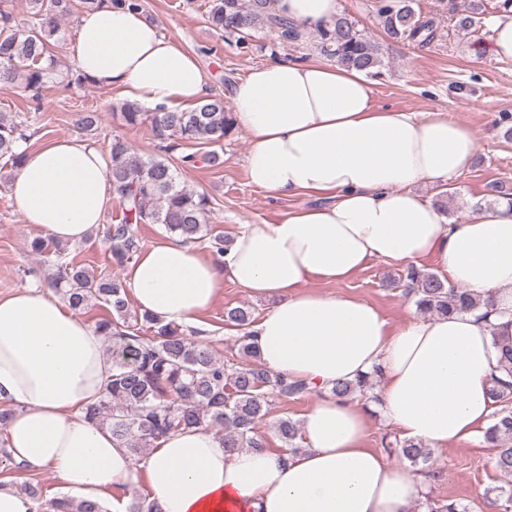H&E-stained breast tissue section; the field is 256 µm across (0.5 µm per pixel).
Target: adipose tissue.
<instances>
[{
  "mask_svg": "<svg viewBox=\"0 0 512 512\" xmlns=\"http://www.w3.org/2000/svg\"><path fill=\"white\" fill-rule=\"evenodd\" d=\"M274 10L310 31L339 7L275 0ZM74 59L153 109L192 107L211 94L196 55L125 6L79 15ZM233 99L250 140L251 184L277 196L319 194L324 204L276 224L240 225L216 257L177 237L145 245L127 283L139 310L176 325H198L228 281L269 301L253 326L263 364L322 393L302 417V451L228 452L213 432L192 428L133 457L84 414L112 372L102 336L50 289L26 287L0 297V401L18 407L6 427L11 456L51 469L82 500L145 488L161 512H406L424 478L370 448L371 417L433 449L469 443L488 427L492 337L512 338V204L453 221L417 193L467 173L476 134L441 111L378 108L361 72L276 59L241 77ZM109 164L90 141L56 139L28 151L10 193L26 223L79 242L112 200ZM373 258L434 260L449 283L498 314L412 315L395 327L359 298L306 287L347 280ZM377 367L378 403L331 395L336 382Z\"/></svg>",
  "mask_w": 512,
  "mask_h": 512,
  "instance_id": "adipose-tissue-1",
  "label": "adipose tissue"
}]
</instances>
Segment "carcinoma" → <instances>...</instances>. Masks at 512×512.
<instances>
[{"label":"carcinoma","mask_w":512,"mask_h":512,"mask_svg":"<svg viewBox=\"0 0 512 512\" xmlns=\"http://www.w3.org/2000/svg\"><path fill=\"white\" fill-rule=\"evenodd\" d=\"M108 2L115 0H27V18L20 19L12 0H0V84L20 88L33 101L39 100L41 89L57 79L69 85L97 84L77 68L59 72L50 48L59 41L56 17L94 11ZM414 5L415 0H380L378 16L390 38L425 47L435 38V20L422 16ZM483 14L480 4L473 3L467 13L458 16L457 24L463 30L473 29L482 23ZM208 22L213 30L236 37L241 45L247 44L252 31L263 26L275 30L284 43L296 42L304 35L293 23L270 11L269 0H211ZM318 36L321 53L337 64L369 76L382 74L386 66L382 48L348 17L336 16L330 25L318 30ZM113 116L128 127L149 126L159 141V153L147 157L133 154L120 137L112 138L109 147L107 178L124 216L120 223L107 225L103 236L113 265L123 267L140 250L141 224H161L185 243L201 238L211 199L180 186L176 169L165 154L184 144L219 143L234 130L235 120L224 99L216 96L186 110L158 108L150 112L125 100L113 107ZM30 138L25 122L0 113V158L20 168L24 153L18 147ZM31 247L45 264L58 269L55 287L63 290L72 309L99 304L111 312L110 317L96 322L95 330L109 342L112 374L102 397L86 408L85 416L110 429L112 438L133 456L140 458L158 439L189 428L213 431L230 450L263 451L267 443L256 429L268 414V395L294 398L311 391L307 383L264 367L252 334L255 318L250 307L227 310L225 320L242 332L239 354L251 363L226 365L210 343L185 336L180 326L146 312H131L122 281L91 275L82 265L66 259L60 247L49 249L44 239L33 240ZM394 284L419 311L433 316L484 306L468 289L450 286L437 273L414 265L407 266ZM492 341L500 357L498 375L492 378L490 388L494 411L484 439L495 444L496 469L511 480L512 408L508 403L512 400V340L494 335ZM376 377L374 371L353 381H338L330 394L341 399L354 394L371 399ZM274 431L289 451H300L296 443L298 422L281 418ZM384 447L414 466L431 462V450L413 440L390 441ZM52 506L56 512H105L97 503H77L69 497L54 499ZM425 506L427 512H467L466 506L453 499L427 497Z\"/></svg>","instance_id":"1"}]
</instances>
